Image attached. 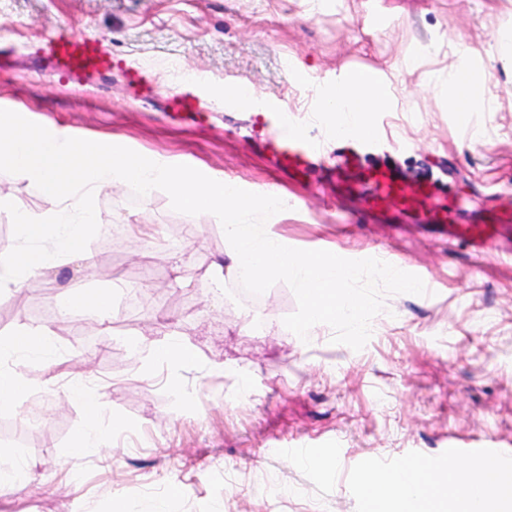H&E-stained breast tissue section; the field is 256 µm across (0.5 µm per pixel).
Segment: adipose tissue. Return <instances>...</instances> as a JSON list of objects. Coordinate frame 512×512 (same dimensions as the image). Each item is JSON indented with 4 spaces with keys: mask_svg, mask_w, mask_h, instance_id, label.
I'll return each instance as SVG.
<instances>
[{
    "mask_svg": "<svg viewBox=\"0 0 512 512\" xmlns=\"http://www.w3.org/2000/svg\"><path fill=\"white\" fill-rule=\"evenodd\" d=\"M380 100L377 86L367 72H353L349 80L329 92L321 110L328 122L344 129L357 131L367 128L365 117L372 105ZM114 306L110 295L104 293L70 295L60 316L69 319L88 315L100 327H109ZM53 332L45 326H18L12 334L0 338V406H11L29 393L28 384L17 372L19 362L30 356L51 358ZM149 361L164 365L168 385L179 401H186L182 371L195 363L194 350L182 341L168 337L150 342ZM69 398L81 401L85 415L83 428L73 438L70 448L81 453L84 448L106 444L111 427L103 423L104 408L100 395L85 386L69 385ZM366 512H448L453 504H460V512H512V471L502 469L496 461H489L481 475L456 467L446 476L416 478L406 466L381 473L367 469L363 484Z\"/></svg>",
    "mask_w": 512,
    "mask_h": 512,
    "instance_id": "ef3b65f1",
    "label": "adipose tissue"
}]
</instances>
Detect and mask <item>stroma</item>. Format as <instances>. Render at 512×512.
<instances>
[{
  "label": "stroma",
  "mask_w": 512,
  "mask_h": 512,
  "mask_svg": "<svg viewBox=\"0 0 512 512\" xmlns=\"http://www.w3.org/2000/svg\"><path fill=\"white\" fill-rule=\"evenodd\" d=\"M512 0H0V109L109 136L143 154L203 168L240 188L287 199L267 222L290 247L353 259L388 252L424 272L423 295L387 296L361 350L332 331L302 341L283 324L297 308L277 283L256 307L220 269L224 231L205 214L175 212L165 192L131 188L97 197L90 258L0 294V335L21 325L54 333L59 379L45 361L20 366L32 392L0 409V456L21 451L43 485L7 497L0 512H110L113 497L168 499L171 512H364L362 475L414 460L430 471H480L487 449L512 454ZM108 44L123 68L74 80L39 49L59 35ZM469 66L484 101L461 125L444 80ZM149 69L156 96L128 87L125 71ZM204 77L205 120L171 115L184 70ZM381 75L383 103L366 118L378 142L361 163L386 161L408 178L432 176L465 203L451 224L487 220L485 197L508 217L483 254L465 239L402 222L391 205L364 215L357 167L335 186L329 165L303 185L271 166L251 127L268 104L285 107L305 135L321 133L325 95L353 71ZM246 86L227 106L220 90ZM153 234L132 237L130 225ZM113 290L118 314L98 335L87 319L59 316L60 290ZM191 345L182 373L193 399L176 405L166 370L144 375L148 352L132 346L153 324ZM97 385L106 418H119L107 447L70 452L85 423L68 381ZM313 448L327 469L277 446Z\"/></svg>",
  "instance_id": "1"
}]
</instances>
